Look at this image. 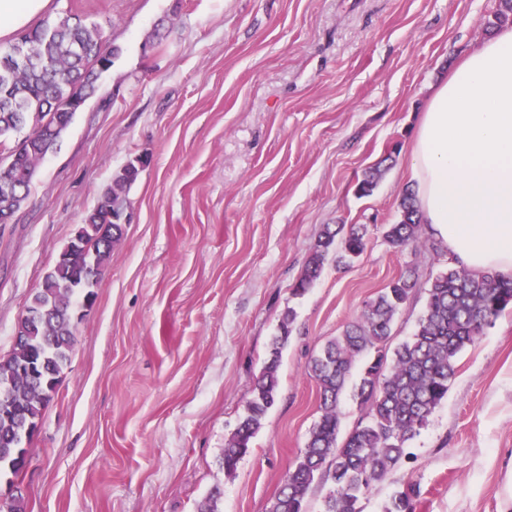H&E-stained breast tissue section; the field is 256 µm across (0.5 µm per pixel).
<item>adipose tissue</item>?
<instances>
[{
  "instance_id": "adipose-tissue-1",
  "label": "adipose tissue",
  "mask_w": 512,
  "mask_h": 512,
  "mask_svg": "<svg viewBox=\"0 0 512 512\" xmlns=\"http://www.w3.org/2000/svg\"><path fill=\"white\" fill-rule=\"evenodd\" d=\"M48 4L0 0V39ZM408 151L422 221L449 260L512 277V26L437 85Z\"/></svg>"
}]
</instances>
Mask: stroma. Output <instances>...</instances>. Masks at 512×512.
<instances>
[{
	"instance_id": "obj_1",
	"label": "stroma",
	"mask_w": 512,
	"mask_h": 512,
	"mask_svg": "<svg viewBox=\"0 0 512 512\" xmlns=\"http://www.w3.org/2000/svg\"><path fill=\"white\" fill-rule=\"evenodd\" d=\"M498 0H51L120 47L12 223L0 224V353L116 172L151 163L32 442L26 512H266L318 420L311 359L408 265L407 151L435 86L493 34ZM382 176L357 191L372 168ZM327 224L365 251L293 288ZM277 404L233 475L224 443L286 315ZM512 512V309L457 359L448 394L361 500L382 512Z\"/></svg>"
}]
</instances>
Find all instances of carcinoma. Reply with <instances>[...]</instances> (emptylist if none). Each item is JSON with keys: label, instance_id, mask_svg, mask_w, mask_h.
<instances>
[{"label": "carcinoma", "instance_id": "carcinoma-1", "mask_svg": "<svg viewBox=\"0 0 512 512\" xmlns=\"http://www.w3.org/2000/svg\"><path fill=\"white\" fill-rule=\"evenodd\" d=\"M105 42L102 26H88L69 10L40 22L0 52V224L10 223L27 200L40 164L56 152L76 113L96 93L98 75L112 66L119 48H107ZM149 163L147 156L133 159L100 193L32 293L10 350L0 354V402L15 408L7 415L0 409V474H10L9 483L17 484L0 512H25L23 438H33L59 390L81 322L76 314L96 300V288L123 237L126 192ZM399 207L400 220L385 225L384 240L395 249L420 246L421 217L413 190L403 192ZM366 245L361 224L324 226L295 292L316 282L328 260L348 265ZM424 283L426 304L414 334L388 350L396 315ZM508 308L511 278L459 266L425 279L419 267H406L309 362V376L319 389L320 417L266 512H306V499L324 476L334 483L325 512H362L361 498L398 465L407 442L446 397L458 355ZM292 322L289 314L281 323L245 414L225 442L222 465L228 474L250 452L262 419L276 402L278 361ZM359 358L364 364L356 396L364 418L340 443L339 402ZM383 512H415L411 494L397 493Z\"/></svg>", "mask_w": 512, "mask_h": 512}]
</instances>
